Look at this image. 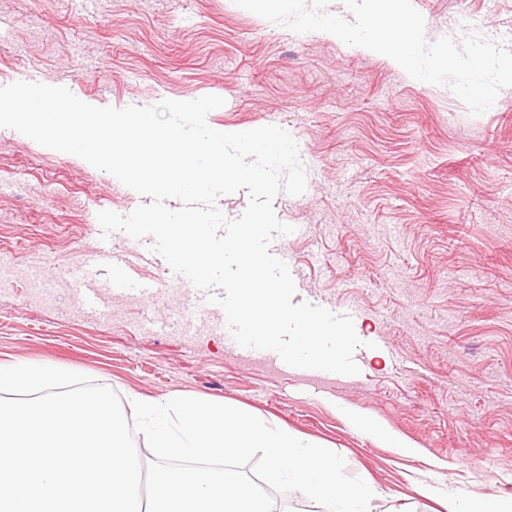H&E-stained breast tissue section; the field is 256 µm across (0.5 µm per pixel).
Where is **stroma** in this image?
Segmentation results:
<instances>
[{"instance_id": "stroma-1", "label": "stroma", "mask_w": 512, "mask_h": 512, "mask_svg": "<svg viewBox=\"0 0 512 512\" xmlns=\"http://www.w3.org/2000/svg\"><path fill=\"white\" fill-rule=\"evenodd\" d=\"M425 38L512 32V0H412ZM105 106L223 98L210 127L288 126L303 194L274 210L293 233L270 249L306 301L352 318L360 372H299L217 331L171 338L181 291L149 239L112 250L146 300L68 313L69 290L34 312L24 288L0 297V364L80 373L119 394L224 403L340 454L371 484L373 512H451L454 499L512 497V86L472 115L446 84L386 58L270 23L234 0H0V86L29 77ZM146 198L78 157L0 127V244L58 266L96 250L97 214ZM366 409L414 442L401 456L348 426Z\"/></svg>"}]
</instances>
